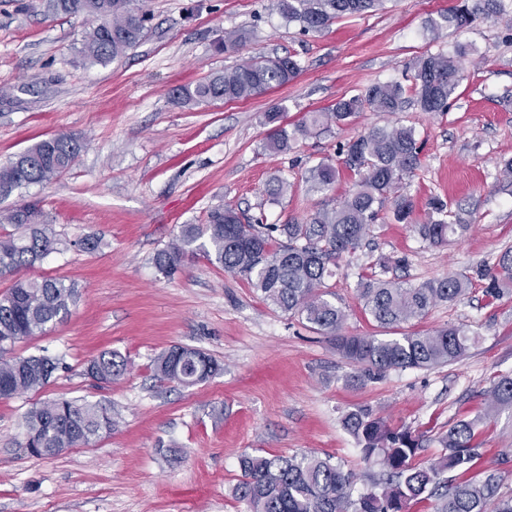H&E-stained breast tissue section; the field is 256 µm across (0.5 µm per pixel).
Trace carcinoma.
<instances>
[{"mask_svg":"<svg viewBox=\"0 0 512 512\" xmlns=\"http://www.w3.org/2000/svg\"><path fill=\"white\" fill-rule=\"evenodd\" d=\"M385 0H274L276 11L297 22L305 33H318L333 20L376 11ZM47 11L56 15H83L96 25L82 40L78 54L92 64H103L140 45L148 34V14L139 0H46ZM505 10L503 0H461L448 8L443 21L461 31ZM466 49L431 53L412 66L410 86L375 82L361 94L342 98L326 110L311 112L294 132L277 125L281 112L266 114L272 125L267 147L273 152L292 148L298 137L325 133L357 114L370 110L394 114L413 105L423 112H446L464 79L460 59ZM300 65L292 56L256 57L238 67L215 73L193 85L173 90L179 103L240 101L261 95L293 80ZM84 138L63 133L42 139L0 166V199L32 184L49 182L69 170L85 148ZM421 146L414 128L386 125L367 132L340 147L346 170L354 173L353 189L336 207L317 212L305 224H264L246 218L230 205L213 207L202 224H183L175 240L154 256L161 275L173 276L192 245L204 250L224 272L246 278L265 299L278 308L303 317L314 329L331 338L337 352L357 367L354 384L374 383L389 371L430 368L455 362L466 354L471 341L464 325H450L429 334L404 333L396 338L347 336L341 332L344 314L328 299L326 278L331 266L356 252L373 224L389 208L393 220L406 223L413 202L400 192L403 181L420 166ZM339 169L329 159L309 167L306 181L319 190L333 187ZM433 217L418 225L422 239L445 245L448 237L464 234L469 225L436 197L430 202ZM70 245L86 253L104 246L101 236L85 235L67 242L55 225L46 222L36 205L15 208L0 217V277L14 278L0 296V399L45 387L61 368L50 356H10L7 347L41 333L65 319L78 298L73 283L57 277L26 278L20 275L42 262L60 246ZM488 281L487 292L501 295L512 290V251L503 252L492 268L457 272L419 286L405 287L394 280L365 278L358 292L365 310L386 329L425 316L440 302H456L469 293L474 280ZM127 369L116 351H103L83 370L99 382L118 380ZM221 365L211 356L173 346L155 361L156 374L185 387L206 381ZM488 409L512 406V375H501L488 391ZM483 418L460 420L440 437L442 453L427 465H416L420 438L408 429L393 428L369 409H357L343 417V426L361 446L366 465L378 463L384 478L372 490L354 499V475L341 465L315 454L266 456L246 454L240 459L241 479L235 494L247 512H407L413 501L429 498L444 487L435 512H512V497L499 496L501 475L495 469L469 483L450 484L441 476L452 470H470L480 458L474 443ZM115 421L107 408L85 400L52 398L33 405L22 416L25 447L38 456L44 449L89 445L112 431Z\"/></svg>","mask_w":512,"mask_h":512,"instance_id":"obj_1","label":"carcinoma"}]
</instances>
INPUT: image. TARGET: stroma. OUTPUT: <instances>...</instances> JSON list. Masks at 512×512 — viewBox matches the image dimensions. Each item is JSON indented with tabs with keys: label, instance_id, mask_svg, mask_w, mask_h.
I'll list each match as a JSON object with an SVG mask.
<instances>
[{
	"label": "stroma",
	"instance_id": "1",
	"mask_svg": "<svg viewBox=\"0 0 512 512\" xmlns=\"http://www.w3.org/2000/svg\"><path fill=\"white\" fill-rule=\"evenodd\" d=\"M452 3L387 0L383 10L307 34L285 22L273 0H143L146 39L108 64L87 66L77 48L92 19L51 14L44 0H0V165L62 133L89 142L66 173L4 205L39 201L66 239L95 233L105 241L99 252L71 248L33 270L76 283L79 298L67 318L12 349L58 357L63 366L45 388L0 400V512H246L232 493L246 453L330 457L354 473L358 496L371 477L342 419L364 406L422 436L421 463L440 455L439 436L458 420L482 417L481 464L498 470L501 495H512V407L491 413L484 398L494 379L512 374V294L489 295L479 282L460 301L402 325L421 334L467 325L475 341L462 360L351 385L353 367L327 336L201 251L170 278L153 265L180 225L203 223L218 204L267 224L305 222L336 206L353 176L341 171L335 187L315 191L306 169L337 157L371 126L394 122L415 127L423 146L420 168L403 184L413 214L407 224L374 225L327 278L343 333L388 334L357 295L360 277L418 286L493 264L512 249V177L502 173L512 159V0L462 32L441 24ZM229 31L249 38L239 51H217ZM459 44L467 47L466 78L447 112L366 111L291 151L266 149L265 112L280 109L283 125L293 127L372 83L405 81L420 56ZM288 54L298 76L254 99L172 98L175 87L250 57ZM280 180L288 189L271 199ZM435 196L470 225L444 246L417 231ZM175 345L207 353L222 372L190 388L160 380L154 361ZM105 350L128 360L124 376L108 384L83 374ZM59 396L111 407L116 425L89 446L32 455L21 416Z\"/></svg>",
	"mask_w": 512,
	"mask_h": 512
}]
</instances>
